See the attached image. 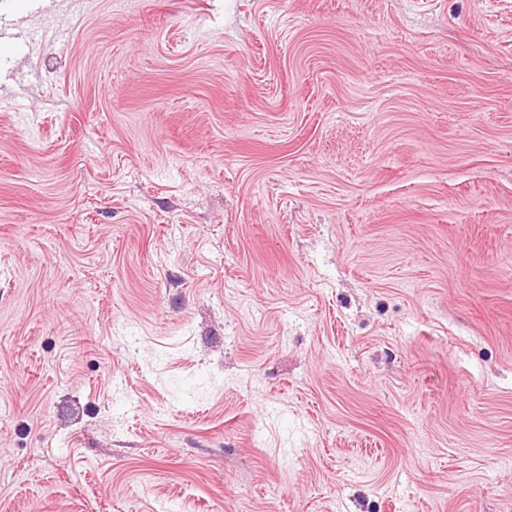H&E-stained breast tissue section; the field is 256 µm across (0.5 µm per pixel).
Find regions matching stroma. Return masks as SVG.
Instances as JSON below:
<instances>
[{
    "label": "stroma",
    "mask_w": 512,
    "mask_h": 512,
    "mask_svg": "<svg viewBox=\"0 0 512 512\" xmlns=\"http://www.w3.org/2000/svg\"><path fill=\"white\" fill-rule=\"evenodd\" d=\"M0 28V512H512V0Z\"/></svg>",
    "instance_id": "1"
}]
</instances>
